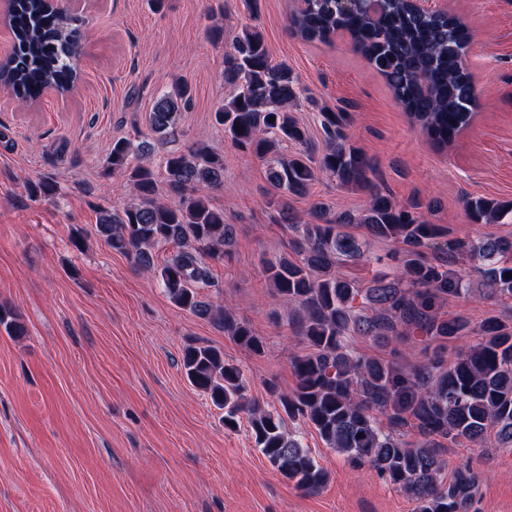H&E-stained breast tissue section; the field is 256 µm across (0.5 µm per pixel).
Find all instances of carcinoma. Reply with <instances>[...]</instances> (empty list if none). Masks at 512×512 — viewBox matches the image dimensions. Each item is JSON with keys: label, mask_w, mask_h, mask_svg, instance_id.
I'll return each mask as SVG.
<instances>
[{"label": "carcinoma", "mask_w": 512, "mask_h": 512, "mask_svg": "<svg viewBox=\"0 0 512 512\" xmlns=\"http://www.w3.org/2000/svg\"><path fill=\"white\" fill-rule=\"evenodd\" d=\"M7 25L14 51L0 66V82L18 102L36 101L49 87L65 92L75 86L79 19L60 12L51 0H13ZM290 33L322 43L348 38L410 120L438 147L451 144L475 113L477 90L463 66L469 32L454 15L421 13L412 0H383L376 17L359 5L344 11L338 0H306L291 16ZM224 77L236 91L214 112V121L240 149L260 159L271 157L274 189L302 196L322 174L341 188L366 192L367 200L357 211L336 215L329 205L315 204L314 221L291 225L295 258L264 263L266 280L293 313L298 335L310 347L291 362L297 383L291 393L279 396L281 411L266 410L249 398L242 371L224 363L223 353L214 347L185 350L187 379L224 410V426L235 428L241 415H247L255 447L300 490L318 491L329 473L287 432L285 415L312 424L326 447L345 455L353 466H367L400 487L416 502L417 512H473L479 476L459 466L446 480L447 463L436 448L443 439L512 452V322L489 317L448 368L416 365L407 374L351 354L344 338L391 336L401 323L427 337L469 335L465 319L440 320L435 304L468 294L454 269L460 256L480 273L488 294L512 296V237H451L447 228L425 218L421 201H396L376 181L375 162L350 142L347 112L320 109L326 140L317 151L292 116L299 106L292 72L284 63H272L256 29L245 27L235 36L233 52L224 59ZM191 104L186 83L156 98L149 123L158 140L182 136L177 114ZM283 141L299 151L275 156ZM153 150L124 137L112 140L109 171L126 177L135 202L100 210L98 232L112 250L157 273L175 305L260 352L263 344L248 326L230 309L199 299L195 288L210 281L211 266L224 264L234 239V226L224 223V210L214 207L207 194L224 186V158L203 142L185 152H168L167 184L177 198L170 205L157 198ZM465 209L475 224L512 219V201L469 197ZM351 225L400 247L401 267L375 275L366 287L337 275L341 262L365 258L368 241L347 231ZM159 244L174 248L160 266L152 252ZM428 250L436 253L435 261L424 260ZM0 328L10 336L25 333L21 317L2 304ZM378 413L387 418L388 427L380 425ZM410 423L417 434L409 440L397 429Z\"/></svg>", "instance_id": "cac0c4a2"}]
</instances>
